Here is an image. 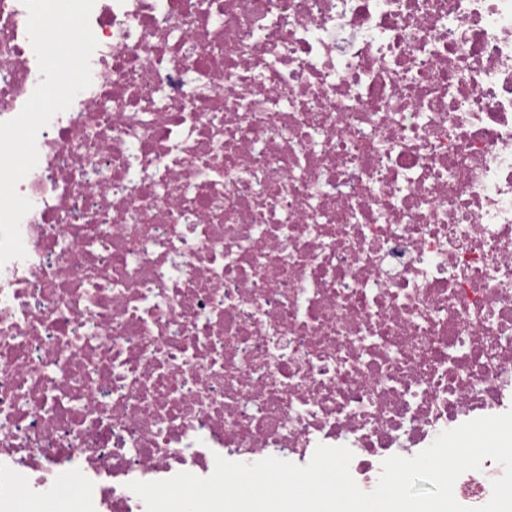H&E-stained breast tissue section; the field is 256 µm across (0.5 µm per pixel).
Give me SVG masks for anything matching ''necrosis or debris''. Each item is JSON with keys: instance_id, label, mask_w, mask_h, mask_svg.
Returning a JSON list of instances; mask_svg holds the SVG:
<instances>
[{"instance_id": "1", "label": "necrosis or debris", "mask_w": 512, "mask_h": 512, "mask_svg": "<svg viewBox=\"0 0 512 512\" xmlns=\"http://www.w3.org/2000/svg\"><path fill=\"white\" fill-rule=\"evenodd\" d=\"M0 0V122L41 80ZM0 266V512L512 409V0H95ZM501 464L457 489L481 503Z\"/></svg>"}]
</instances>
